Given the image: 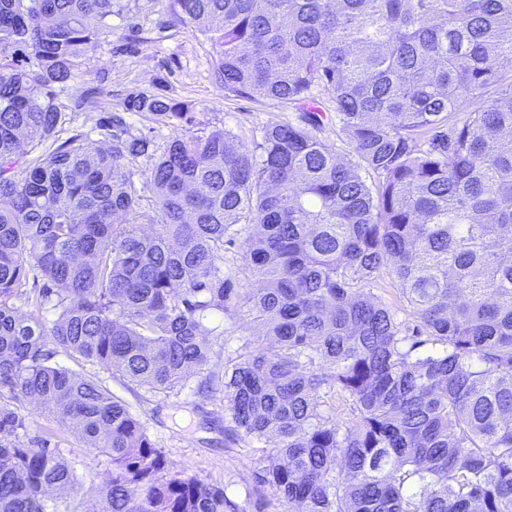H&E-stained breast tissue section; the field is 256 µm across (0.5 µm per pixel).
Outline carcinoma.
Masks as SVG:
<instances>
[{
  "instance_id": "1",
  "label": "carcinoma",
  "mask_w": 512,
  "mask_h": 512,
  "mask_svg": "<svg viewBox=\"0 0 512 512\" xmlns=\"http://www.w3.org/2000/svg\"><path fill=\"white\" fill-rule=\"evenodd\" d=\"M118 6L0 0V396L107 458L95 512L242 508L172 467L129 404L60 352L151 393L224 392L229 430L274 442L256 482L300 512H512V0H170L211 42L225 93L301 122L252 147L226 129L161 146L110 112L109 146L56 144L58 97ZM125 110L192 122L162 93ZM326 121L348 153L319 138ZM383 267L425 354L367 291ZM238 311L258 332L215 373L205 320ZM26 428L0 403V512H47L49 492L81 482Z\"/></svg>"
}]
</instances>
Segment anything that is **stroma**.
<instances>
[{"label": "stroma", "instance_id": "obj_1", "mask_svg": "<svg viewBox=\"0 0 512 512\" xmlns=\"http://www.w3.org/2000/svg\"><path fill=\"white\" fill-rule=\"evenodd\" d=\"M120 13L108 17L105 35L82 60L78 79L58 99L66 121L58 133L66 140L74 132L97 138L99 121L110 112L123 111L129 93L148 90L187 103L192 123L161 126L143 115H128L132 133L154 136L165 143L173 136L200 135L227 129L245 144L259 141L272 123L298 122L295 108L276 100L258 102L225 94L213 73L215 52L209 40L181 23L169 0H120ZM210 325L223 332L225 348L211 359V371L224 370L254 328L246 315L216 316ZM60 364L99 380L114 396L130 403L148 434L169 463L185 468L206 483L224 488L245 512H255L257 499H265V512H285L286 506L267 487H258L255 475L265 465L270 444L253 440L235 442L228 435L222 397L202 401L189 389L173 394L145 392L101 364L59 354ZM28 427L21 440L50 437L58 451L83 481V492L71 499L52 498L50 512H88L94 489L107 476L106 457L86 453L79 440L58 419L35 403L22 402Z\"/></svg>", "mask_w": 512, "mask_h": 512}]
</instances>
